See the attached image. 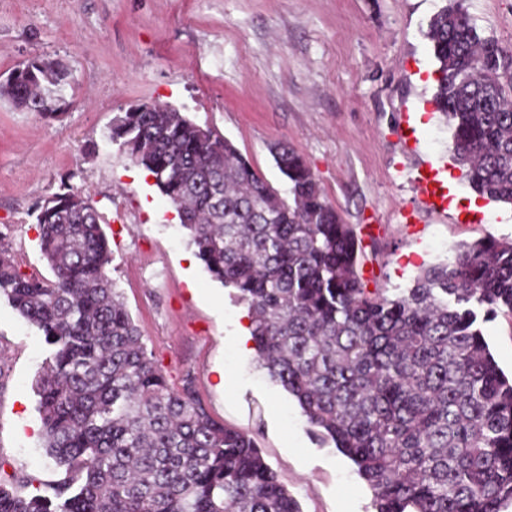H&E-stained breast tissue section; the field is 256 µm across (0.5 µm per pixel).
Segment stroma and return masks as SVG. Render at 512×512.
<instances>
[{
  "label": "stroma",
  "mask_w": 512,
  "mask_h": 512,
  "mask_svg": "<svg viewBox=\"0 0 512 512\" xmlns=\"http://www.w3.org/2000/svg\"><path fill=\"white\" fill-rule=\"evenodd\" d=\"M448 0H0V79L38 57L70 73L58 118L0 101V232L22 271L49 275L35 206L72 191L98 210L109 276L172 386L192 376L213 418L255 435L301 512H374L353 462L312 436L297 402L242 339L248 310L214 280L177 212L109 138L143 104L175 108L230 140L287 196L271 153L293 147L344 223L376 241L368 288L397 294L420 267L485 236L512 241V204L477 198L432 98L426 33ZM479 34L512 50V0H464ZM422 123L415 141L407 117ZM452 181L447 209L423 201L422 174ZM512 375V317L483 322ZM49 349L0 299V480L48 495L61 472L41 440L34 379Z\"/></svg>",
  "instance_id": "obj_1"
}]
</instances>
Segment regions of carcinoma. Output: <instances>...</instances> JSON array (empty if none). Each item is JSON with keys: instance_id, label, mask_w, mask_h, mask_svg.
<instances>
[{"instance_id": "cac0c4a2", "label": "carcinoma", "mask_w": 512, "mask_h": 512, "mask_svg": "<svg viewBox=\"0 0 512 512\" xmlns=\"http://www.w3.org/2000/svg\"><path fill=\"white\" fill-rule=\"evenodd\" d=\"M433 104L479 195L512 203V51L481 36L463 0L436 13ZM68 72L30 60L0 99L51 115ZM110 138L151 174L211 276L246 304L258 362L312 433L350 459L374 512L512 506V378L479 327L512 317V241L487 236L388 295L366 288L367 245L303 156L273 148L281 198L212 128L156 105L116 116ZM52 278L1 243L0 297L50 348L36 379L43 446L64 476L51 497L0 483V512H300L256 438L215 421L191 376L171 386L108 272L97 209L73 192L36 208Z\"/></svg>"}]
</instances>
